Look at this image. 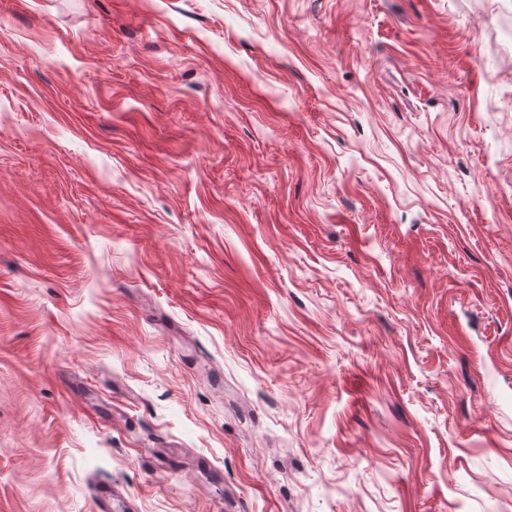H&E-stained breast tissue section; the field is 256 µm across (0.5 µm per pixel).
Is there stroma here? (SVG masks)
<instances>
[{
	"mask_svg": "<svg viewBox=\"0 0 512 512\" xmlns=\"http://www.w3.org/2000/svg\"><path fill=\"white\" fill-rule=\"evenodd\" d=\"M512 512V0H0V512Z\"/></svg>",
	"mask_w": 512,
	"mask_h": 512,
	"instance_id": "obj_1",
	"label": "stroma"
}]
</instances>
